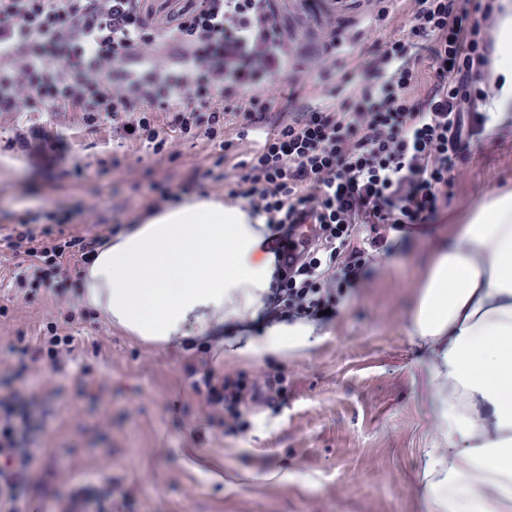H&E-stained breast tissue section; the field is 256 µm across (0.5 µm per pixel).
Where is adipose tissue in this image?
<instances>
[{"label": "adipose tissue", "instance_id": "adipose-tissue-1", "mask_svg": "<svg viewBox=\"0 0 512 512\" xmlns=\"http://www.w3.org/2000/svg\"><path fill=\"white\" fill-rule=\"evenodd\" d=\"M500 30L496 110L512 102V5ZM268 233L243 205L186 200L115 236L90 266L81 301L144 341L232 324L226 349L236 358L309 351L322 336L315 323L260 316L274 273ZM409 334L429 389L426 512H512V191L455 225L430 257Z\"/></svg>", "mask_w": 512, "mask_h": 512}]
</instances>
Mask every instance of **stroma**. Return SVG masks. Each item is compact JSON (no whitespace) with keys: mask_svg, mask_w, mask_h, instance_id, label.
I'll return each mask as SVG.
<instances>
[{"mask_svg":"<svg viewBox=\"0 0 512 512\" xmlns=\"http://www.w3.org/2000/svg\"><path fill=\"white\" fill-rule=\"evenodd\" d=\"M294 48L296 67L311 79L296 97L279 80L277 103L294 110L321 89L339 91L345 72L321 75L317 49L327 26L357 36L356 53L376 51L396 36L404 0H392L394 23L379 34L363 27L376 0H270ZM177 160L129 142L118 126L90 131L80 112H0V371L25 361L22 347L49 324H63L68 302L14 287L18 260L5 240L20 219L46 212L73 217L64 232L126 223L142 211L154 184L189 179L212 150L178 143ZM81 178H67L73 166ZM512 191V132L465 152L448 204L425 235L369 261V284L340 290L338 315L323 323L313 349L255 361L228 360L223 346L198 336L154 344L112 327L91 309L68 326L81 337L67 374L48 361L13 381L24 392H54L32 407L40 447L32 477L38 489L28 512H56L78 483L111 494L109 512H425L419 471L429 446L426 372L409 334V316L428 257L494 192ZM65 324V323H64ZM208 350L219 373L287 372L288 402L249 414L247 430L225 434L198 412L185 371ZM196 448L224 470L223 482L200 472L184 449Z\"/></svg>","mask_w":512,"mask_h":512,"instance_id":"obj_1","label":"stroma"}]
</instances>
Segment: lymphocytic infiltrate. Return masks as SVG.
Listing matches in <instances>:
<instances>
[{
	"instance_id": "f902f5d3",
	"label": "lymphocytic infiltrate",
	"mask_w": 512,
	"mask_h": 512,
	"mask_svg": "<svg viewBox=\"0 0 512 512\" xmlns=\"http://www.w3.org/2000/svg\"><path fill=\"white\" fill-rule=\"evenodd\" d=\"M411 2L399 36L359 55L344 77L342 106L325 95L296 112L273 107L278 78L294 89L307 78L288 67V39L269 0H191L162 29L141 0H0V112L41 105L80 112L90 129L119 125L125 139L156 154L202 137L218 148L216 165L236 142L251 143L224 197L271 224L292 253L275 262L264 313L317 320L338 304L331 270L346 286L364 287L366 260L389 255L390 232H420L436 217L461 149L485 136L487 108L500 90L491 37L505 10L500 0ZM425 69L434 80L422 92ZM162 113L170 117L164 127ZM270 120L271 134L263 130ZM230 126L232 141L224 137ZM47 219L41 229L21 221L9 234L10 249L29 259L14 282L59 299L113 227L57 236L52 227L67 216ZM302 224L314 230L305 242L296 237ZM75 349V336L51 325L24 351L35 361L49 357L60 372ZM186 368L208 423L229 433L244 430V413L288 401L280 373L236 379L216 373L204 355ZM40 400L35 392L0 394V512H27L34 459L27 408Z\"/></svg>"
}]
</instances>
